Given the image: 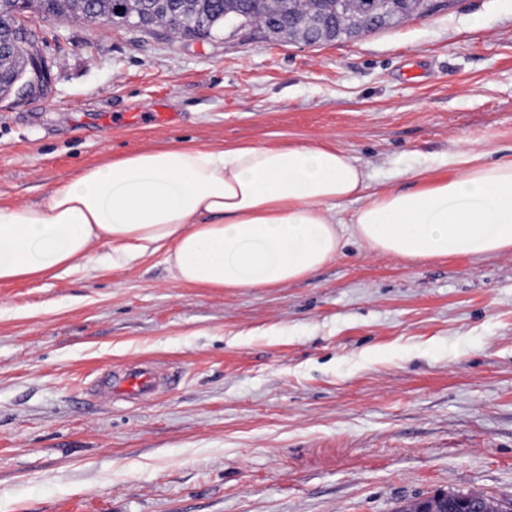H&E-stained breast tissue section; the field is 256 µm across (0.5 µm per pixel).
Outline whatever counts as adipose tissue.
<instances>
[{"label":"adipose tissue","mask_w":512,"mask_h":512,"mask_svg":"<svg viewBox=\"0 0 512 512\" xmlns=\"http://www.w3.org/2000/svg\"><path fill=\"white\" fill-rule=\"evenodd\" d=\"M435 165L454 176L419 171L403 189L313 140L129 152L40 203H0V281L86 273L102 248L116 268L162 249L174 281L228 290L304 280L348 238L410 261L512 252V156L486 164L455 149Z\"/></svg>","instance_id":"adipose-tissue-1"}]
</instances>
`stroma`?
Masks as SVG:
<instances>
[{"instance_id":"stroma-1","label":"stroma","mask_w":512,"mask_h":512,"mask_svg":"<svg viewBox=\"0 0 512 512\" xmlns=\"http://www.w3.org/2000/svg\"><path fill=\"white\" fill-rule=\"evenodd\" d=\"M27 14L49 79L0 97L1 203L182 139L332 143L398 188L459 146L512 153V0L315 45ZM142 363L175 386L92 395ZM458 491L512 502L511 253L352 241L305 280L233 292L177 284L161 251L0 283V512H399Z\"/></svg>"}]
</instances>
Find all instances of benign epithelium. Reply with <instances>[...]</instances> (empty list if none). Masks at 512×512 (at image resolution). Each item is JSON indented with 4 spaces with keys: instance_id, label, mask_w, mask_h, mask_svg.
Instances as JSON below:
<instances>
[{
    "instance_id": "7a95c632",
    "label": "benign epithelium",
    "mask_w": 512,
    "mask_h": 512,
    "mask_svg": "<svg viewBox=\"0 0 512 512\" xmlns=\"http://www.w3.org/2000/svg\"><path fill=\"white\" fill-rule=\"evenodd\" d=\"M309 7L301 6V0H266L267 9L280 17L279 23L268 29L272 38L301 41L308 45L316 44L334 34L326 23V16L317 4L320 0H306ZM398 14L391 8L389 0H369L364 16L347 28L342 36L358 39L380 28L394 23ZM31 41L30 30L25 12L14 14L11 30L5 36L0 35V54L15 44L28 45ZM46 68L41 55H36L33 64L22 75L15 77L0 70V89L6 85L17 88L22 94H35L43 90ZM414 512H448V499L438 497L432 501L424 499L416 503Z\"/></svg>"
}]
</instances>
